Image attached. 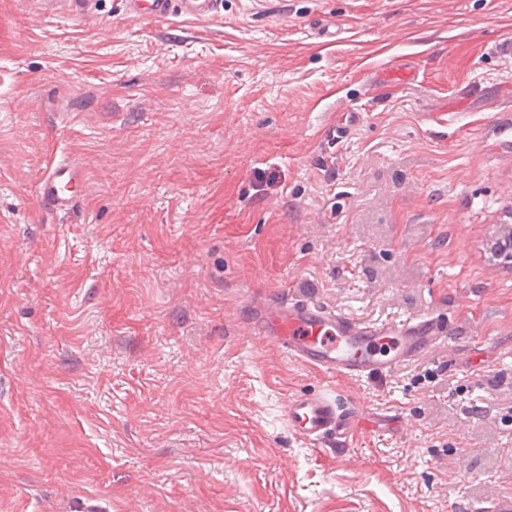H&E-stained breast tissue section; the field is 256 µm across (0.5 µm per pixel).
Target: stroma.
I'll return each instance as SVG.
<instances>
[{"instance_id":"stroma-1","label":"stroma","mask_w":512,"mask_h":512,"mask_svg":"<svg viewBox=\"0 0 512 512\" xmlns=\"http://www.w3.org/2000/svg\"><path fill=\"white\" fill-rule=\"evenodd\" d=\"M61 154L87 178L65 215L35 193ZM511 229L512 0H0V512L512 498ZM273 295L448 338L336 377L251 331ZM308 393L400 433L304 444L283 406ZM129 13L137 17L162 19L179 13L195 19L213 15L218 0H126Z\"/></svg>"}]
</instances>
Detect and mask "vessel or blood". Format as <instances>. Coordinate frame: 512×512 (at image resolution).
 <instances>
[{"mask_svg": "<svg viewBox=\"0 0 512 512\" xmlns=\"http://www.w3.org/2000/svg\"><path fill=\"white\" fill-rule=\"evenodd\" d=\"M218 0H127L131 14L162 19L178 13L195 19L212 16ZM86 181L83 166L72 159L50 161L36 186L41 201L58 211L72 210ZM255 334L269 338L299 364L324 373L359 379L388 372L431 351L448 330L432 316L400 322L365 323L311 300H266L253 324ZM284 416L301 440L313 446L345 443L368 422L392 427L384 412L364 416L340 409L323 394L289 398Z\"/></svg>", "mask_w": 512, "mask_h": 512, "instance_id": "1", "label": "vessel or blood"}]
</instances>
